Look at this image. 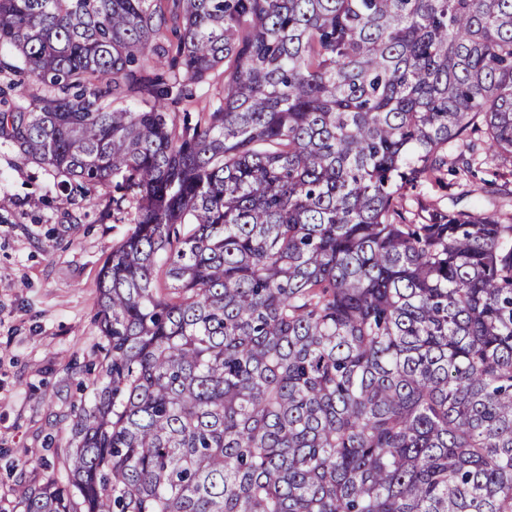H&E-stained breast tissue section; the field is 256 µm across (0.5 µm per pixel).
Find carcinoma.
<instances>
[{"instance_id": "carcinoma-1", "label": "carcinoma", "mask_w": 512, "mask_h": 512, "mask_svg": "<svg viewBox=\"0 0 512 512\" xmlns=\"http://www.w3.org/2000/svg\"><path fill=\"white\" fill-rule=\"evenodd\" d=\"M3 72L0 138L133 225L20 512H512V217L402 206L512 159V0H0ZM223 70V67H218L211 72L197 89L198 97L194 102L179 105L178 108H176V112H180V115H182L181 112H184L183 109H186L187 112H191V114L195 116V112H199L210 101H214L218 97L217 93H221L224 86Z\"/></svg>"}]
</instances>
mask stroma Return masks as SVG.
<instances>
[{
	"mask_svg": "<svg viewBox=\"0 0 512 512\" xmlns=\"http://www.w3.org/2000/svg\"><path fill=\"white\" fill-rule=\"evenodd\" d=\"M493 178L512 190V162L487 153L471 173L407 189L404 201L468 208ZM59 180L0 138V512H17L20 482L59 473L67 421L93 397L100 271L131 231L113 219L109 189L74 196Z\"/></svg>",
	"mask_w": 512,
	"mask_h": 512,
	"instance_id": "35a3bbf8",
	"label": "stroma"
}]
</instances>
